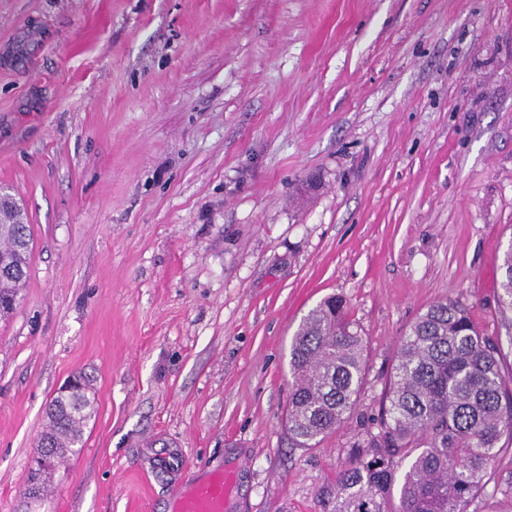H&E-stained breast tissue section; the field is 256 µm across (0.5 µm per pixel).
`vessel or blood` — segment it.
Here are the masks:
<instances>
[{
	"label": "vessel or blood",
	"mask_w": 512,
	"mask_h": 512,
	"mask_svg": "<svg viewBox=\"0 0 512 512\" xmlns=\"http://www.w3.org/2000/svg\"><path fill=\"white\" fill-rule=\"evenodd\" d=\"M244 473L239 461L206 471L188 489L175 492L172 512H235Z\"/></svg>",
	"instance_id": "obj_1"
}]
</instances>
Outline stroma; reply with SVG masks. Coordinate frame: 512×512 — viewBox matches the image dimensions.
Returning a JSON list of instances; mask_svg holds the SVG:
<instances>
[{
  "instance_id": "obj_1",
  "label": "stroma",
  "mask_w": 512,
  "mask_h": 512,
  "mask_svg": "<svg viewBox=\"0 0 512 512\" xmlns=\"http://www.w3.org/2000/svg\"><path fill=\"white\" fill-rule=\"evenodd\" d=\"M0 184L32 253L0 318V512H170L224 466L237 512H328L400 342L436 301L489 336L512 244V0H0ZM346 298L365 384L288 436L289 347ZM96 415L38 503L46 410ZM469 512H512V448Z\"/></svg>"
}]
</instances>
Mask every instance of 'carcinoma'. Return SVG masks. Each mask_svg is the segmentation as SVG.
Returning <instances> with one entry per match:
<instances>
[{"mask_svg":"<svg viewBox=\"0 0 512 512\" xmlns=\"http://www.w3.org/2000/svg\"><path fill=\"white\" fill-rule=\"evenodd\" d=\"M30 225L0 226V313L16 305L31 256ZM499 307L512 345V244L503 255ZM500 340L479 331L467 308L448 298L431 305L404 335L380 429L368 451L341 472L331 512H468L493 479L492 461L512 445V372ZM288 433L310 448L355 406L365 381L364 340L345 300L310 310L289 351ZM56 396L39 444L74 455L91 417L88 377ZM399 497L393 496L397 472Z\"/></svg>","mask_w":512,"mask_h":512,"instance_id":"1","label":"carcinoma"}]
</instances>
